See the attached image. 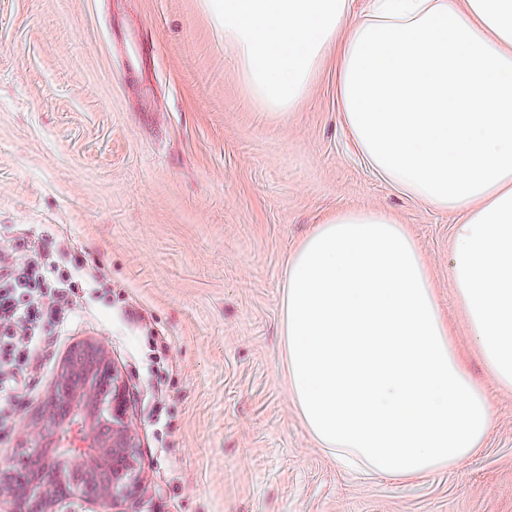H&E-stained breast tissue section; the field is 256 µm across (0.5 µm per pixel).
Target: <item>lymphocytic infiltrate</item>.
I'll return each mask as SVG.
<instances>
[{
  "instance_id": "1",
  "label": "lymphocytic infiltrate",
  "mask_w": 512,
  "mask_h": 512,
  "mask_svg": "<svg viewBox=\"0 0 512 512\" xmlns=\"http://www.w3.org/2000/svg\"><path fill=\"white\" fill-rule=\"evenodd\" d=\"M56 256L25 229L0 226V432L15 426L19 401L72 329L76 284Z\"/></svg>"
}]
</instances>
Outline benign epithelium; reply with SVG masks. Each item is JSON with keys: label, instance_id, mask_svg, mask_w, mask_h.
I'll return each instance as SVG.
<instances>
[{"label": "benign epithelium", "instance_id": "obj_1", "mask_svg": "<svg viewBox=\"0 0 512 512\" xmlns=\"http://www.w3.org/2000/svg\"><path fill=\"white\" fill-rule=\"evenodd\" d=\"M40 447L43 456L30 449L0 470L19 512H48L74 497L113 507L138 492L128 390L103 341L80 346L65 361Z\"/></svg>", "mask_w": 512, "mask_h": 512}]
</instances>
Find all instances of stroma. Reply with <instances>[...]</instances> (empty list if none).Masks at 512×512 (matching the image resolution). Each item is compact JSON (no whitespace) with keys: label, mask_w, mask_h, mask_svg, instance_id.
Here are the masks:
<instances>
[{"label":"stroma","mask_w":512,"mask_h":512,"mask_svg":"<svg viewBox=\"0 0 512 512\" xmlns=\"http://www.w3.org/2000/svg\"><path fill=\"white\" fill-rule=\"evenodd\" d=\"M382 209L405 224L485 393L483 448L414 478L349 472L288 391L283 271L316 224ZM460 216L393 187L341 124L333 60L301 105L250 96L203 0H0V225L101 271L0 438L36 443L76 344L100 339L130 392L141 483L121 512H512V388L492 378L449 270Z\"/></svg>","instance_id":"stroma-1"}]
</instances>
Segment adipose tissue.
Returning a JSON list of instances; mask_svg holds the SVG:
<instances>
[{
	"label": "adipose tissue",
	"mask_w": 512,
	"mask_h": 512,
	"mask_svg": "<svg viewBox=\"0 0 512 512\" xmlns=\"http://www.w3.org/2000/svg\"><path fill=\"white\" fill-rule=\"evenodd\" d=\"M251 96L293 110L336 51L341 120L368 164L460 213L449 258L472 336L512 387V0H206ZM288 389L343 466L412 478L484 447L489 405L459 360L423 253L379 210L340 211L291 253Z\"/></svg>",
	"instance_id": "adipose-tissue-1"
}]
</instances>
